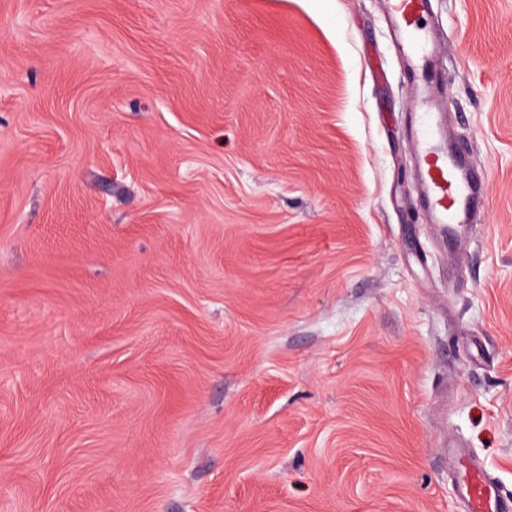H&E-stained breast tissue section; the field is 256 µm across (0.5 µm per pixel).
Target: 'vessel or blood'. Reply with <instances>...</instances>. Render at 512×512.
Listing matches in <instances>:
<instances>
[{
  "mask_svg": "<svg viewBox=\"0 0 512 512\" xmlns=\"http://www.w3.org/2000/svg\"><path fill=\"white\" fill-rule=\"evenodd\" d=\"M390 9L398 48L414 82L409 134L423 203L440 238L458 250L464 244L463 231L475 225L478 172L465 152L452 144L439 110L444 83L440 47L427 22L428 0H391ZM456 488L466 512H512V496L497 487L475 457L465 458Z\"/></svg>",
  "mask_w": 512,
  "mask_h": 512,
  "instance_id": "b4317fda",
  "label": "vessel or blood"
}]
</instances>
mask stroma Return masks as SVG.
Instances as JSON below:
<instances>
[{
  "mask_svg": "<svg viewBox=\"0 0 512 512\" xmlns=\"http://www.w3.org/2000/svg\"><path fill=\"white\" fill-rule=\"evenodd\" d=\"M482 179L419 204L385 0H0V512L512 493V0H431ZM456 488L467 512H511L512 496L504 494L490 478L486 467L473 456H464Z\"/></svg>",
  "mask_w": 512,
  "mask_h": 512,
  "instance_id": "obj_1",
  "label": "stroma"
}]
</instances>
